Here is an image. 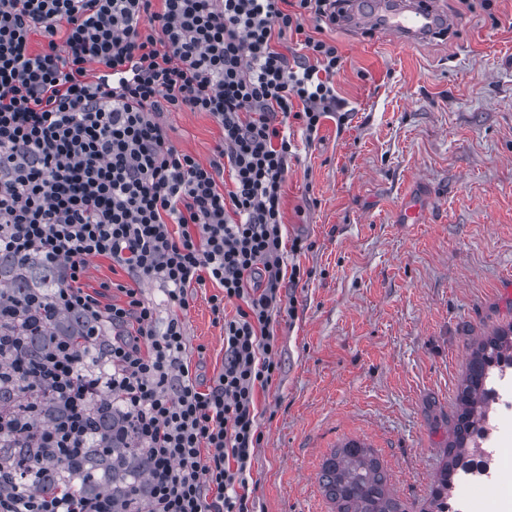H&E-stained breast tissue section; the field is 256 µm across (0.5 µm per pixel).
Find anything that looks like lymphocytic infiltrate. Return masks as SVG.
I'll return each instance as SVG.
<instances>
[{
    "label": "lymphocytic infiltrate",
    "instance_id": "lymphocytic-infiltrate-1",
    "mask_svg": "<svg viewBox=\"0 0 512 512\" xmlns=\"http://www.w3.org/2000/svg\"><path fill=\"white\" fill-rule=\"evenodd\" d=\"M339 0H0V252L61 268L49 300L102 334L107 367L77 350L53 367L88 405L110 395L151 461L147 502L124 512H254L252 462L263 442L257 396L280 370L274 323L306 275L285 253L283 187L298 121L314 143L340 112L343 59L317 31ZM43 44L32 52V35ZM301 39L287 57L277 44ZM205 112L222 129L208 162L175 148L162 117ZM122 267V301L82 286L90 259ZM175 313L159 322L143 284ZM224 364L191 363L183 311L207 286ZM235 304L226 317V304ZM25 475L0 485V512H100L70 485L39 500Z\"/></svg>",
    "mask_w": 512,
    "mask_h": 512
}]
</instances>
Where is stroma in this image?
<instances>
[{
	"instance_id": "1",
	"label": "stroma",
	"mask_w": 512,
	"mask_h": 512,
	"mask_svg": "<svg viewBox=\"0 0 512 512\" xmlns=\"http://www.w3.org/2000/svg\"><path fill=\"white\" fill-rule=\"evenodd\" d=\"M447 38L393 43L332 27L344 125L323 119L288 163V237L313 247L280 317V371L257 398L259 512H336L319 483L345 443L371 448L405 512H428L472 351L512 325V0H443ZM172 144L208 162L222 131L171 112ZM413 205L418 217L404 221ZM206 377L224 333L205 297L182 313Z\"/></svg>"
}]
</instances>
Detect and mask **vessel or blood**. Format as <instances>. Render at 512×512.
I'll use <instances>...</instances> for the list:
<instances>
[{
	"label": "vessel or blood",
	"instance_id": "1",
	"mask_svg": "<svg viewBox=\"0 0 512 512\" xmlns=\"http://www.w3.org/2000/svg\"><path fill=\"white\" fill-rule=\"evenodd\" d=\"M354 8L353 0H348L344 15L339 18L342 25L355 21L361 30L403 43L426 41L451 24L439 0H408L404 5L399 0H376L370 11L359 16L355 15Z\"/></svg>",
	"mask_w": 512,
	"mask_h": 512
}]
</instances>
